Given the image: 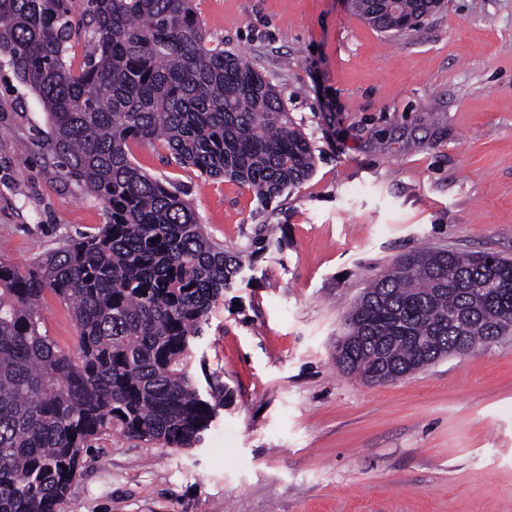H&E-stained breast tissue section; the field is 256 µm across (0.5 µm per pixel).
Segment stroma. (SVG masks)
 <instances>
[{
	"label": "stroma",
	"mask_w": 512,
	"mask_h": 512,
	"mask_svg": "<svg viewBox=\"0 0 512 512\" xmlns=\"http://www.w3.org/2000/svg\"><path fill=\"white\" fill-rule=\"evenodd\" d=\"M310 140L312 176L272 201L166 161L227 253L273 235L210 314L200 348L228 392L200 447L95 441L58 512H512V335L370 384L336 364L345 317L409 251L512 258V0H446L382 32L344 0H193ZM0 54V253L29 265L104 222L39 142L36 95ZM43 324L76 327L54 294Z\"/></svg>",
	"instance_id": "stroma-1"
}]
</instances>
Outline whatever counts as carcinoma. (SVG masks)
<instances>
[{
	"instance_id": "obj_1",
	"label": "carcinoma",
	"mask_w": 512,
	"mask_h": 512,
	"mask_svg": "<svg viewBox=\"0 0 512 512\" xmlns=\"http://www.w3.org/2000/svg\"><path fill=\"white\" fill-rule=\"evenodd\" d=\"M356 0L392 31L425 0ZM90 36L79 71L72 42ZM0 51L35 93L44 148L103 205L93 233L34 264L0 258V512H57L89 443L115 431L194 448L224 409V385L196 361L209 314L247 255L228 254L180 189L139 169L130 143L247 186L261 200L298 187L314 150L282 93L247 58L210 43L192 0H0ZM53 293L78 328L75 350L43 329ZM512 333V259L414 250L347 315L345 373L396 380L430 359Z\"/></svg>"
}]
</instances>
